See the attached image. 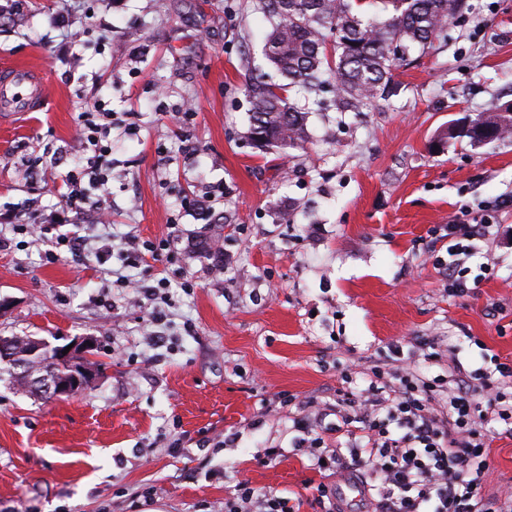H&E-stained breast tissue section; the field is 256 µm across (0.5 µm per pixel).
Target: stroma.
Returning a JSON list of instances; mask_svg holds the SVG:
<instances>
[{
  "label": "stroma",
  "instance_id": "obj_1",
  "mask_svg": "<svg viewBox=\"0 0 512 512\" xmlns=\"http://www.w3.org/2000/svg\"><path fill=\"white\" fill-rule=\"evenodd\" d=\"M466 15L393 71L399 91L338 111L326 84L302 148L257 149L246 86L281 78L263 57L270 29L251 0H21L0 21V66L42 69L43 110L0 126V336L98 343L93 388L67 400L0 380V512H224L247 482L321 512L326 483L360 512L346 471L327 475L297 451L293 417L336 435L338 393L366 356L440 374L429 350L464 366L512 362V138L472 146L451 126L512 102V0H468ZM65 16L59 28L55 17ZM66 54H59L60 46ZM108 127L110 213L45 223L64 205L66 173L92 151L82 111ZM490 225L461 256L467 293L448 290V220ZM41 221L38 235L14 224ZM224 226L221 268L191 248ZM78 238L80 254L60 248ZM143 254L130 268L128 241ZM166 280L165 301L131 292ZM165 315L152 318L153 309ZM290 396L294 405L278 399ZM484 493L512 485V437L491 424ZM284 449L272 463L264 448Z\"/></svg>",
  "mask_w": 512,
  "mask_h": 512
}]
</instances>
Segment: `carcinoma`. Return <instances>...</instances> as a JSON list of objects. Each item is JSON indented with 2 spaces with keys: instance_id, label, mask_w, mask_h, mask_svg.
I'll return each instance as SVG.
<instances>
[{
  "instance_id": "1",
  "label": "carcinoma",
  "mask_w": 512,
  "mask_h": 512,
  "mask_svg": "<svg viewBox=\"0 0 512 512\" xmlns=\"http://www.w3.org/2000/svg\"><path fill=\"white\" fill-rule=\"evenodd\" d=\"M388 16L380 20L357 11L355 0H257L272 23L264 56L286 83L272 86L260 80L248 85L252 100L251 139L260 149H294L307 140L305 109L292 103L286 91L312 93L330 75L336 82L338 108L356 111L368 97L386 98L393 84V67L413 48L421 50L439 38L466 10V0H381ZM497 104L471 119L499 141L512 135V124ZM200 257L216 260L219 239L201 238ZM8 356L0 355V376L8 375L17 389L30 392V378L47 374L62 379L68 365L54 355H28L29 337L11 336Z\"/></svg>"
}]
</instances>
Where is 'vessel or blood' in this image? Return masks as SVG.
I'll return each mask as SVG.
<instances>
[{
  "label": "vessel or blood",
  "mask_w": 512,
  "mask_h": 512,
  "mask_svg": "<svg viewBox=\"0 0 512 512\" xmlns=\"http://www.w3.org/2000/svg\"><path fill=\"white\" fill-rule=\"evenodd\" d=\"M45 77L26 65L0 69V116L17 118L41 110L48 101Z\"/></svg>",
  "instance_id": "b4317fda"
}]
</instances>
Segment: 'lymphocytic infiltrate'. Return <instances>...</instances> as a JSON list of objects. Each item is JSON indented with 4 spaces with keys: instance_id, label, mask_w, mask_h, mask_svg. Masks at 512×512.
<instances>
[{
    "instance_id": "1",
    "label": "lymphocytic infiltrate",
    "mask_w": 512,
    "mask_h": 512,
    "mask_svg": "<svg viewBox=\"0 0 512 512\" xmlns=\"http://www.w3.org/2000/svg\"><path fill=\"white\" fill-rule=\"evenodd\" d=\"M446 375L403 368L399 384L369 407L350 402L344 425H357L348 451L324 448L304 418L308 445L321 446L325 470L367 475L364 512H512V487L482 491L489 456L484 429L512 426V365L465 369L449 355Z\"/></svg>"
}]
</instances>
